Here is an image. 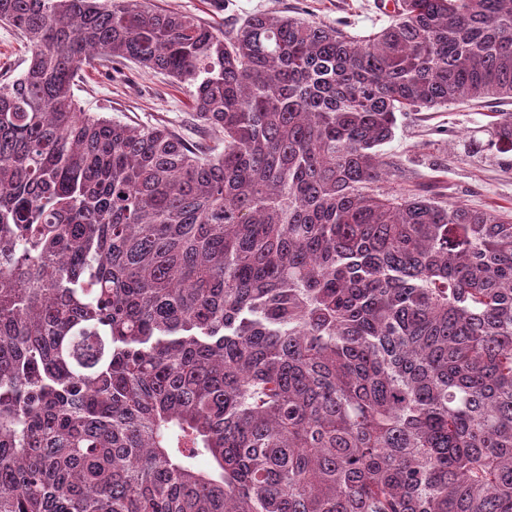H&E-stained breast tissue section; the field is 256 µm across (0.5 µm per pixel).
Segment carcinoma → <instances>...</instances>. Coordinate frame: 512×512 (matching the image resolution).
<instances>
[{
	"label": "carcinoma",
	"mask_w": 512,
	"mask_h": 512,
	"mask_svg": "<svg viewBox=\"0 0 512 512\" xmlns=\"http://www.w3.org/2000/svg\"><path fill=\"white\" fill-rule=\"evenodd\" d=\"M0 512H512V211L390 185L397 113L512 99V0L366 38L0 0ZM103 58L207 149L81 111ZM491 144L512 151V112ZM26 49L16 34L7 27H0V72H14V75L22 69V58L26 55Z\"/></svg>",
	"instance_id": "cac0c4a2"
}]
</instances>
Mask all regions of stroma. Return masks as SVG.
<instances>
[{
    "instance_id": "obj_1",
    "label": "stroma",
    "mask_w": 512,
    "mask_h": 512,
    "mask_svg": "<svg viewBox=\"0 0 512 512\" xmlns=\"http://www.w3.org/2000/svg\"><path fill=\"white\" fill-rule=\"evenodd\" d=\"M161 9L186 13L226 33L255 13L302 16L340 25L364 37L389 24L388 0H153ZM78 106L131 125L163 124L185 141L206 143L186 90L168 76L128 64L96 61L73 88ZM495 100L461 102L401 112L382 152L398 166L400 187L482 210L512 208V153L477 150L471 139L487 113L503 111Z\"/></svg>"
}]
</instances>
